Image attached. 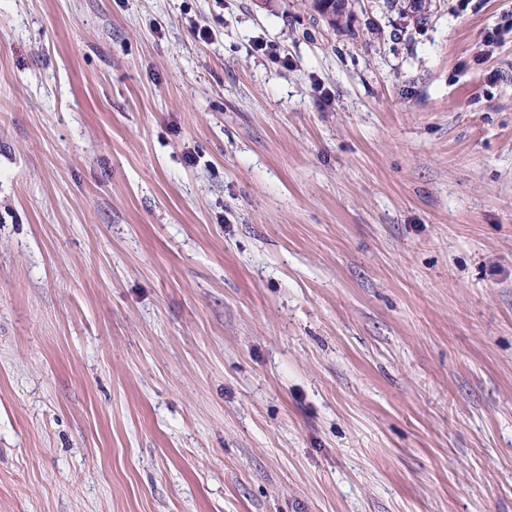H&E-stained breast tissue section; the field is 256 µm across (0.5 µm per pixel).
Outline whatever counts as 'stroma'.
I'll list each match as a JSON object with an SVG mask.
<instances>
[{"instance_id": "35a3bbf8", "label": "stroma", "mask_w": 512, "mask_h": 512, "mask_svg": "<svg viewBox=\"0 0 512 512\" xmlns=\"http://www.w3.org/2000/svg\"><path fill=\"white\" fill-rule=\"evenodd\" d=\"M363 2L0 0V512H512V0ZM360 2V0H315L314 8L326 20L329 27L340 29L348 27L354 16L353 8L356 4L360 6Z\"/></svg>"}]
</instances>
